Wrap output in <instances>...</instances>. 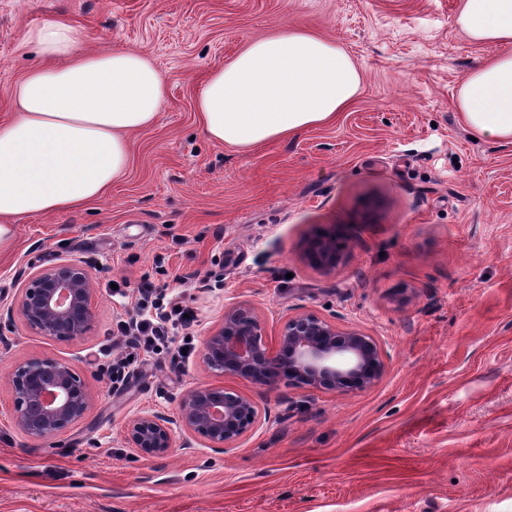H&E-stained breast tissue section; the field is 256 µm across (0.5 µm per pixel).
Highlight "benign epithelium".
<instances>
[{"label": "benign epithelium", "mask_w": 512, "mask_h": 512, "mask_svg": "<svg viewBox=\"0 0 512 512\" xmlns=\"http://www.w3.org/2000/svg\"><path fill=\"white\" fill-rule=\"evenodd\" d=\"M336 241L321 239L311 257L323 268L337 262ZM89 267L64 260L40 272L22 289L18 313L36 333L55 340L81 338L95 319V301L89 288ZM206 367L220 376L274 385L343 392L376 385L383 372V350L377 340L357 329H341L312 313L288 318L275 344L263 336L261 322L248 305L224 312V320L203 340ZM12 419L28 438L49 441L82 419L91 405L87 385L69 362L53 357L32 358L12 372ZM260 422L257 403L224 387L198 386L178 403L172 416L144 412L130 421L125 438L145 457L169 453L179 427L199 437L210 448H231Z\"/></svg>", "instance_id": "benign-epithelium-1"}]
</instances>
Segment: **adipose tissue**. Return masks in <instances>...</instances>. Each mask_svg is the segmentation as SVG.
Segmentation results:
<instances>
[{"label": "adipose tissue", "instance_id": "obj_1", "mask_svg": "<svg viewBox=\"0 0 512 512\" xmlns=\"http://www.w3.org/2000/svg\"><path fill=\"white\" fill-rule=\"evenodd\" d=\"M457 25L501 51L474 67L455 107L476 136L512 143V0H461ZM38 59L0 120V247L16 220L103 197L123 177L128 137L153 125L166 80L138 51L93 52L64 22L29 31ZM362 76L336 41L298 28L252 40L213 70L197 99L206 136L238 149L292 138L333 120Z\"/></svg>", "mask_w": 512, "mask_h": 512}]
</instances>
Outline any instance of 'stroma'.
Returning <instances> with one entry per match:
<instances>
[{"label": "stroma", "instance_id": "35a3bbf8", "mask_svg": "<svg viewBox=\"0 0 512 512\" xmlns=\"http://www.w3.org/2000/svg\"><path fill=\"white\" fill-rule=\"evenodd\" d=\"M459 4L0 0V118L37 60L26 35L48 22L100 51L148 53L167 83L103 198L20 218L0 249L1 307L63 260L88 263L96 307L73 341L18 316L0 324V512H512V143L472 139L455 108L465 76L497 51L457 28ZM288 26L345 49L362 74L354 104L289 140H209L196 109L207 75ZM331 236L338 262L316 268L308 248ZM145 280L184 292L196 341L239 304L270 341L313 313L373 336L383 376L343 393L270 388L212 374L196 351L112 390L98 351ZM43 356L77 368L91 407L36 442L11 420V373ZM198 385L250 396L257 428L223 450L185 432L163 457L129 448L136 414H173Z\"/></svg>", "mask_w": 512, "mask_h": 512}]
</instances>
